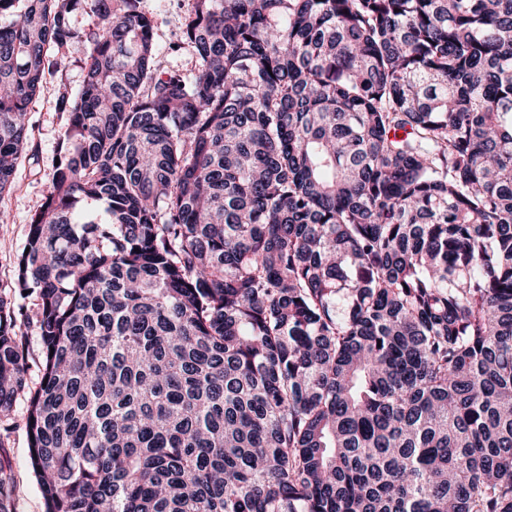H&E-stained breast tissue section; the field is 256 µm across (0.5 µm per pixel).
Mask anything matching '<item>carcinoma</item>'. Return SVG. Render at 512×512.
<instances>
[{"instance_id": "carcinoma-1", "label": "carcinoma", "mask_w": 512, "mask_h": 512, "mask_svg": "<svg viewBox=\"0 0 512 512\" xmlns=\"http://www.w3.org/2000/svg\"><path fill=\"white\" fill-rule=\"evenodd\" d=\"M59 165L0 295L45 512H512V0H0V199ZM0 457V512H12ZM139 8L153 16L155 21L154 41L162 65L182 70L192 75L194 61L187 47L178 52L172 47L181 42L183 28L191 9V0H140ZM86 46L84 41L71 45L69 66L62 74L47 76L42 92L32 103L28 115L31 128L28 151L17 165L14 189L0 201V206L6 208L13 219L12 224L0 225V293L7 294L14 303L18 334L28 336L32 358L39 349L36 330L24 314L33 308V298L13 294L16 288L13 261L26 242L29 218L43 202L55 168L58 137L67 121V112H62L58 105V88L64 84L74 93L80 89Z\"/></svg>"}]
</instances>
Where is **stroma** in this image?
I'll use <instances>...</instances> for the list:
<instances>
[{"label": "stroma", "instance_id": "stroma-1", "mask_svg": "<svg viewBox=\"0 0 512 512\" xmlns=\"http://www.w3.org/2000/svg\"><path fill=\"white\" fill-rule=\"evenodd\" d=\"M139 8L152 15L155 21L154 41L163 66L192 74L194 61L189 49L180 48L184 23L192 9V0H140ZM85 42L73 43L69 49L70 63L65 71L50 76L29 112L30 143L26 155L19 161L13 190L0 199V206L12 215V221L0 225V293L11 294L18 332L35 338L36 330L25 318L33 307L29 297L14 294V257L23 248L28 234L31 214L41 205L50 187L57 158L59 134L67 115L58 105L59 86L79 90L84 79ZM13 467L16 484L14 512H44L38 482L28 464V442L23 427H16L0 438Z\"/></svg>", "mask_w": 512, "mask_h": 512}]
</instances>
